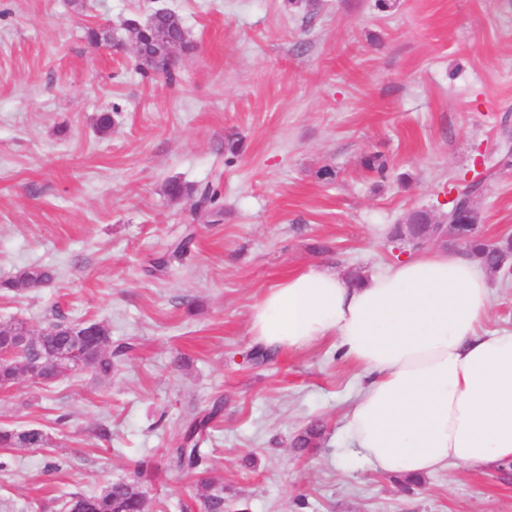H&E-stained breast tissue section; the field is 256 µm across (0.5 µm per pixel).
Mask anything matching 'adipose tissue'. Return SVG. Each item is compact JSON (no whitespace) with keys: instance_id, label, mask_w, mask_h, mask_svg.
I'll use <instances>...</instances> for the list:
<instances>
[{"instance_id":"1","label":"adipose tissue","mask_w":512,"mask_h":512,"mask_svg":"<svg viewBox=\"0 0 512 512\" xmlns=\"http://www.w3.org/2000/svg\"><path fill=\"white\" fill-rule=\"evenodd\" d=\"M490 282L453 249L413 252L356 286L312 268L266 289L248 332L277 352L336 340L366 378L345 430L372 471L494 470L512 463V333L483 328Z\"/></svg>"}]
</instances>
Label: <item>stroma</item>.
Here are the masks:
<instances>
[{"instance_id": "stroma-1", "label": "stroma", "mask_w": 512, "mask_h": 512, "mask_svg": "<svg viewBox=\"0 0 512 512\" xmlns=\"http://www.w3.org/2000/svg\"><path fill=\"white\" fill-rule=\"evenodd\" d=\"M156 8L193 44L172 75L86 39ZM508 149L512 0H0V280L54 272L0 295V319L101 322L137 347L106 378L0 389V427L49 436L0 449V512H63L144 458L149 512H201L202 479L223 484L224 512H512V466L412 477L350 463L358 368L330 339L258 364L248 333L288 274L394 265L383 227L447 208L459 180L484 184L485 237L512 236ZM372 152L385 175L364 168ZM171 181L219 182L221 212L194 218ZM189 229L190 252L150 274ZM218 398L186 476L170 461L183 420ZM312 424L317 446L295 447ZM53 278L52 272L41 266H29L20 269L14 278L6 279L0 282V288L5 293L17 288L18 285H25L32 288H37Z\"/></svg>"}]
</instances>
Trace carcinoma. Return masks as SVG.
Masks as SVG:
<instances>
[{"label":"carcinoma","mask_w":512,"mask_h":512,"mask_svg":"<svg viewBox=\"0 0 512 512\" xmlns=\"http://www.w3.org/2000/svg\"><path fill=\"white\" fill-rule=\"evenodd\" d=\"M135 36L152 41L154 48H146V58L142 63L152 66L155 71L169 72L166 62L167 46L176 43L187 50L190 42L181 38L177 20L161 15L156 18L152 27L135 32ZM481 185L473 184L463 187L456 203L448 212L442 215L447 224L478 223V216L473 204L474 198L480 192ZM167 194L173 198L188 196L192 199V207L197 212H210L221 208V193L217 185L206 183L198 188L187 187L177 181L167 185ZM458 249L477 258L489 271L496 276L499 271L494 263L497 255L512 252V238L505 237L497 242H490L482 237H473ZM53 278L52 272L41 266H29L20 269L14 278L0 282V288L9 292L14 288L25 285L37 288ZM104 344L97 347H87L81 351L79 360L82 368L95 375L106 378L112 374L115 362L129 356L135 349L132 343L112 345V338L106 327L100 328ZM65 336H49L37 334L27 349L18 351L14 364L0 365V388L13 386L22 373L18 364L29 357H48L52 351L64 345ZM223 409L221 402H215L210 408L196 412L188 418L180 437L178 446L171 453V463L186 474L198 472L205 459L204 449L212 423ZM322 435L319 425H310L296 440L299 448H309L317 444ZM48 445V436L40 427L0 428V448H44ZM151 469L149 462L141 461L135 467L133 475L111 483L106 488L92 494H74L65 500V512H75L74 505H82L80 512H148V498L144 486V478ZM199 497L204 512H224V486L213 482L201 483Z\"/></svg>","instance_id":"obj_1"}]
</instances>
